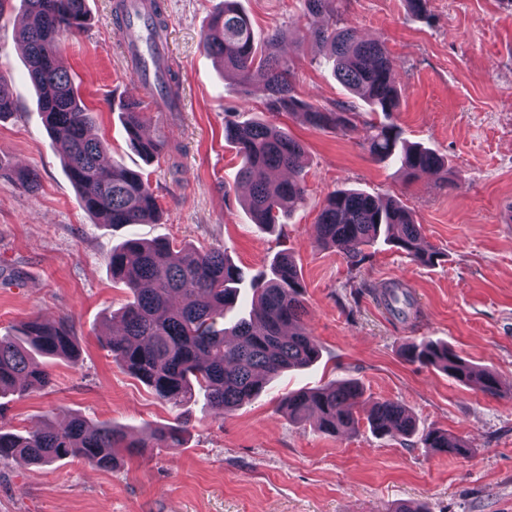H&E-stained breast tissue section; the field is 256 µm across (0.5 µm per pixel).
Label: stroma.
Listing matches in <instances>:
<instances>
[{
    "label": "stroma",
    "mask_w": 512,
    "mask_h": 512,
    "mask_svg": "<svg viewBox=\"0 0 512 512\" xmlns=\"http://www.w3.org/2000/svg\"><path fill=\"white\" fill-rule=\"evenodd\" d=\"M114 0H87L85 30L62 46L63 62L94 115L91 133L112 158L148 178L160 206L157 223H97L78 201L38 110L17 36L21 0L0 6V77L11 83L15 112L0 117V335H16L33 317L67 321L76 363L48 361L51 386L0 399V425L12 431L80 415L110 422L133 439L174 421L176 408L115 363L103 345L121 327L130 299L113 283L108 258L128 238L219 247L246 275L294 253L309 308L307 325L321 346L311 366L282 374L225 416L204 399L187 405L181 447L146 448L111 469L76 458L37 467L21 458L0 464V512H394L401 503L427 512H512V5L507 0H429L427 15L405 0H336L337 25L383 39L397 62L403 103L394 116L404 138L448 157L447 170L406 177L374 162L361 144L365 125L344 134L281 116L304 142L307 196L273 230L247 214L237 182L240 159L224 140L227 113H266L261 85L240 87L199 45L224 0H162L167 59L181 78L180 108L139 106L167 152L146 159L129 142L121 108L133 75L112 21ZM257 43L307 19L300 0H239ZM302 98L323 108L351 101L313 41L288 39ZM39 179L29 192L16 178ZM462 184H455V177ZM355 188L402 201L441 258L424 265L387 246L371 247L359 270L315 242L326 195ZM399 282L416 311L401 318L379 300ZM431 339L475 365L494 369L500 393L487 396L401 350ZM355 380L371 398L397 400L424 429L463 439L466 456L440 454L375 436L369 405L355 429L338 437L295 423L280 408L288 392Z\"/></svg>",
    "instance_id": "stroma-1"
}]
</instances>
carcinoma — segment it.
<instances>
[{
    "instance_id": "cac0c4a2",
    "label": "carcinoma",
    "mask_w": 512,
    "mask_h": 512,
    "mask_svg": "<svg viewBox=\"0 0 512 512\" xmlns=\"http://www.w3.org/2000/svg\"><path fill=\"white\" fill-rule=\"evenodd\" d=\"M31 22L19 31L25 46L28 76L38 94V106L52 137L65 146L64 163L81 206L101 224H149L159 214L157 199L142 173L111 159L105 144L87 134L93 122L68 69L62 63L64 40L79 35L87 20L86 0H22ZM334 0H303L304 14L316 17L333 12ZM154 36L161 40L167 21L159 0H150ZM288 38L277 30L260 46L251 23L237 0L224 7L204 30L201 48L217 58L240 83L263 84L269 92L270 118L227 120L224 140L241 159L240 179L250 187L244 206L253 223L272 229L306 200L301 142L276 124L282 113L303 112L310 125L349 132L363 113L353 102L321 109L300 99L293 85V66L280 51ZM301 39L321 44L332 61L338 81L383 121L370 124L362 148L373 161H397L408 177L445 167L436 151L408 144L392 121L400 111L394 63L384 42L364 40L354 27L335 29L327 24L308 27ZM159 95L169 104L179 99L177 71L164 68ZM11 86L0 77V116L13 111ZM131 146L146 157L166 148L160 137L145 140L140 128L144 113L123 112ZM318 244L334 248L358 269L369 260L366 249L381 242L405 252L413 260L432 264L439 252L422 242V225L396 200H382L357 189L329 193L316 224ZM112 280L130 290L133 300L121 311L124 332L106 340L112 360L146 384L155 396L175 407L188 403L195 392L218 414H226L257 396L266 384L311 365L320 346L305 323L308 309L297 264L288 251L278 252L268 269L253 277L250 309L223 324L224 314L239 305L245 277L220 248L203 249L129 238L108 258ZM380 301L392 314L405 315L413 297L399 282L381 289ZM76 346L69 325L39 317L25 322L19 336H0V397L48 387L52 376L37 357L72 359ZM403 358L412 364L434 366L458 383L495 396L497 373L461 358L445 344L409 342ZM364 389L355 381L288 393L282 408L288 418L314 420L318 430L338 436L357 424L356 410ZM368 423L381 436L413 437L412 412L391 399L371 403ZM187 421L152 431L145 439L127 440L112 425L92 424L81 416L59 426H39L23 434L0 429V463L21 457L50 466L70 457L102 469L112 467L122 448H178ZM422 447L436 453L465 456L468 448L448 434L431 430L421 435Z\"/></svg>"
}]
</instances>
